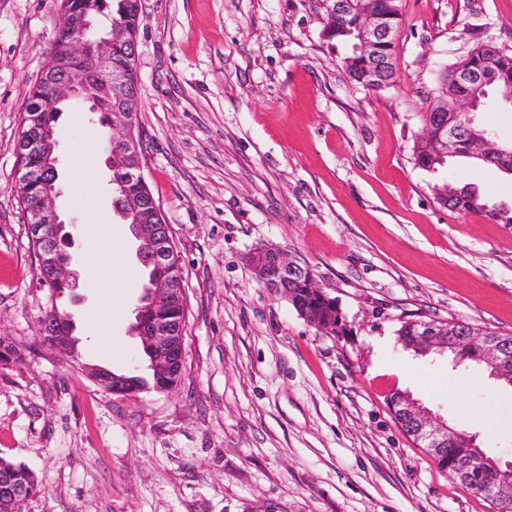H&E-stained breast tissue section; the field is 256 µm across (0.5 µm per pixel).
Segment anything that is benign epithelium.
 I'll return each instance as SVG.
<instances>
[{"label":"benign epithelium","mask_w":512,"mask_h":512,"mask_svg":"<svg viewBox=\"0 0 512 512\" xmlns=\"http://www.w3.org/2000/svg\"><path fill=\"white\" fill-rule=\"evenodd\" d=\"M99 15L84 11L71 18L62 15L61 30L70 27L86 33L98 27ZM116 29L107 26L101 30L96 41L77 37L70 42L68 55L60 59L54 52L48 53V60L40 78L55 86L60 100H74L94 108L103 107L117 115L110 121L109 139L111 151L107 152L106 165L112 166L118 156L127 157L142 150L143 140L137 133L135 114L140 110V102L122 94L128 84L127 73L112 68L113 35ZM393 36L387 25V16L381 8L368 3L364 14L355 25L354 54L358 57H373L377 47ZM496 80L495 75L482 67L460 71L452 79L455 94L442 103L441 112H451L456 116L471 118L474 109V91L482 89ZM435 146L443 158L456 152L457 136L455 126L443 120ZM29 153L40 155L44 170L53 176L45 184L35 203L26 211L30 233L41 241L42 253L39 256L38 280L49 281L69 292L78 287V275L71 269L75 246L72 228L74 223L66 221L58 205L62 194L57 187L59 179L58 157L55 155L53 134L44 133L34 139L25 138L18 145V156ZM18 192L23 200L29 198L32 188L41 183L42 172H30L20 166ZM142 203L137 197L126 196L125 208L119 212L124 221H131L130 229L137 242L138 253L147 255L148 266L153 276L147 290L145 306L136 308L138 318L150 315L148 327L138 328L146 346L154 352V367L162 378L161 389L173 388L170 379L175 368L181 364L184 350L177 345L180 339L179 328L163 319V314L173 306L181 291L175 278L167 275L173 257L175 244L170 227L166 223L152 224L142 218ZM247 263L257 281L271 292L283 296L298 306L299 315L314 326L319 322L306 311L305 307L292 299V294L283 288V283L301 277L308 288L324 299L330 296L319 286L313 273L293 259L287 251L269 246L253 249L247 256ZM46 343L60 354L77 358V342L74 337V324L69 313L49 311L41 319ZM413 339L411 347L421 354H443L449 350L456 353L478 349L480 359L490 369V376L512 385V340L498 336H475L464 326L451 322L439 325L428 320L412 321ZM94 381L114 392L125 389V381L112 375L104 368H96ZM391 413L396 422L408 434L435 455L440 456L447 448H456L461 458V474L464 479L481 487V494L495 505L512 502V462L505 465L489 458L476 444L474 436L456 429L440 415L432 412L412 397L407 391L394 390L389 395ZM482 459L485 467L478 474L470 470L472 458Z\"/></svg>","instance_id":"obj_1"}]
</instances>
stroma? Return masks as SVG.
Returning a JSON list of instances; mask_svg holds the SVG:
<instances>
[{
  "label": "stroma",
  "mask_w": 512,
  "mask_h": 512,
  "mask_svg": "<svg viewBox=\"0 0 512 512\" xmlns=\"http://www.w3.org/2000/svg\"><path fill=\"white\" fill-rule=\"evenodd\" d=\"M326 0H142L136 36L144 177L176 243L184 369L169 391L121 396L81 363L149 377L131 327L146 274L112 209L104 134L56 126L60 207L75 219L71 314L80 363L41 337L48 307L19 203L28 93L59 0H0V456L45 487L22 512H494L397 425L390 388L512 461L494 414L512 387L447 357H413L402 321L462 320L512 336V225L440 204L436 184L512 206V176L465 158L438 171L413 144L440 76L479 43L512 49V0H406L396 87L371 91L326 40ZM94 132L92 156L75 142ZM287 250L335 298L337 338L257 282L255 247ZM112 263L92 272L95 253ZM465 388L449 395V377Z\"/></svg>",
  "instance_id": "obj_1"
}]
</instances>
